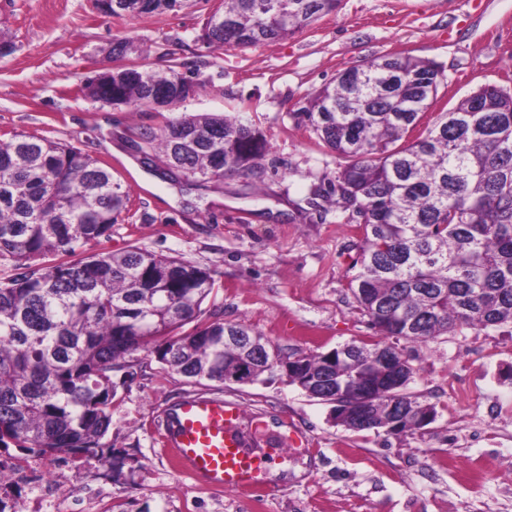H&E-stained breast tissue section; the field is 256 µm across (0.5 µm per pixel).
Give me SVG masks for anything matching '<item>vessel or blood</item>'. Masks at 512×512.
<instances>
[{"label":"vessel or blood","mask_w":512,"mask_h":512,"mask_svg":"<svg viewBox=\"0 0 512 512\" xmlns=\"http://www.w3.org/2000/svg\"><path fill=\"white\" fill-rule=\"evenodd\" d=\"M161 443L174 466L196 482L221 491L273 492L271 471L302 448L293 426L268 430L261 418L247 419L237 402L183 396L166 410Z\"/></svg>","instance_id":"obj_1"}]
</instances>
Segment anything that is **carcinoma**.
Masks as SVG:
<instances>
[{"instance_id": "cac0c4a2", "label": "carcinoma", "mask_w": 512, "mask_h": 512, "mask_svg": "<svg viewBox=\"0 0 512 512\" xmlns=\"http://www.w3.org/2000/svg\"><path fill=\"white\" fill-rule=\"evenodd\" d=\"M112 13L173 11L182 0H119ZM341 0H222L202 38L214 47L284 40ZM224 27L216 25V17ZM442 72L431 61L384 55L339 72L296 119L343 159L336 193L360 218L350 290L378 340L326 353L300 354L288 383L334 406L336 424L354 432L413 433L436 410L405 392L410 357L389 339L426 343L460 326L512 324V90L488 85L460 100L423 130L422 110L437 97ZM89 95L112 105L175 107L197 84L170 69L120 66ZM160 179L173 144L180 168L207 187L228 174L255 173L264 135L241 113L165 119L130 139ZM128 193L79 148L12 133L0 139V257L23 272L0 278V447L70 460L96 457L122 475L127 454L107 440L117 388L112 371L152 348L162 368L186 382L224 383L243 350L229 331L277 346L202 304L215 292L209 270L140 247L71 260L87 242L109 241ZM192 329L184 330L188 324ZM382 349L392 364L366 352ZM403 370L395 394L374 385L391 366Z\"/></svg>"}]
</instances>
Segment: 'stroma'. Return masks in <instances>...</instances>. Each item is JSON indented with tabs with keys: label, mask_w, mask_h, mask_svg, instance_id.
Returning a JSON list of instances; mask_svg holds the SVG:
<instances>
[{
	"label": "stroma",
	"mask_w": 512,
	"mask_h": 512,
	"mask_svg": "<svg viewBox=\"0 0 512 512\" xmlns=\"http://www.w3.org/2000/svg\"><path fill=\"white\" fill-rule=\"evenodd\" d=\"M220 0H184L159 14L101 15L93 0H0V134L23 132L80 148L129 193L108 249L137 246L209 269L216 293L201 320L257 331L283 355L330 351L374 339L347 287L357 257L358 218L332 196L339 161L294 114L337 73L382 55L433 61L444 78L428 120L486 85L512 89V0H342L287 39L249 48L201 38ZM133 40L125 63L177 65L198 83L186 114L238 111L271 143L257 174L209 189L161 181L145 170L126 136L158 126L147 108L113 107L83 92L116 66L115 40ZM409 385L434 406L415 433L352 432L329 405L285 380L196 385L162 370L140 349L112 375L115 447L134 458L113 481L110 467L68 464L57 484L70 512H512V325L461 328L406 345ZM184 395L221 396L261 414L269 428L294 425L308 444L279 471L277 491L216 492L177 471L160 445L158 420Z\"/></svg>",
	"instance_id": "35a3bbf8"
}]
</instances>
